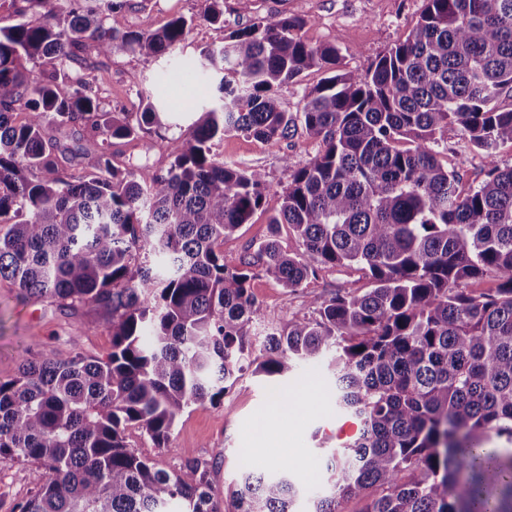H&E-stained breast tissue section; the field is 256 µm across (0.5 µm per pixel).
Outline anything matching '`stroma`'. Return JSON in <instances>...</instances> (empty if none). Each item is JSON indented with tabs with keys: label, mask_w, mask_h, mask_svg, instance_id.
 I'll use <instances>...</instances> for the list:
<instances>
[{
	"label": "stroma",
	"mask_w": 512,
	"mask_h": 512,
	"mask_svg": "<svg viewBox=\"0 0 512 512\" xmlns=\"http://www.w3.org/2000/svg\"><path fill=\"white\" fill-rule=\"evenodd\" d=\"M130 4L126 21L132 28L156 30L176 16L191 20L192 27L179 47L156 59L148 61L129 52H117L107 59L104 68L95 73L94 90L109 112L132 111L139 93L169 87L176 74L199 69L201 50L222 44L225 32L245 26L250 18L282 11L306 19L301 32L306 42L336 43L342 50V71H365L379 54L405 39L424 0H252L247 12L240 9L238 0H224V24L220 27L203 20L204 0H130ZM158 106L163 124L157 134L143 140L114 142L112 163L116 168L169 165L173 139L190 131L196 115L185 99L165 95ZM445 139L446 160L449 167L461 173L462 189L483 180L488 160L503 167L512 165L511 145L499 146L489 157L466 147L456 129H449ZM320 150V141L301 128L275 144L238 133L226 135L212 146L218 159L261 169L270 181L283 185L291 170L306 165ZM279 206L278 197H269L263 211L225 238L221 249L229 265L238 264L248 248L269 236L268 220ZM355 285L354 274L343 269L326 270L319 279L295 291L256 275L251 291L262 303L264 315L250 325L253 344L261 345L270 327L311 316V298ZM111 350L112 338L91 308L85 306L69 313L46 303L25 301L9 281H0V380L14 377L25 358L65 360L78 352L101 358ZM280 386L303 397L298 416L292 418L287 409H276L269 382L247 373L221 402L183 412L167 450L155 448L147 434L134 426L127 430V442L144 458L162 459L169 470L178 468L185 450L219 461L212 487L227 510L232 506L229 484L247 458L262 467L270 459L289 457L295 464V478L305 492L317 491L327 480L323 464L336 450V430L347 420L336 408L332 373L323 362L303 364L283 377ZM261 418L268 429L266 434L257 435L253 424ZM45 480L46 474L38 465L0 459V512H10L14 502L29 497Z\"/></svg>",
	"instance_id": "obj_1"
}]
</instances>
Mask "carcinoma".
Instances as JSON below:
<instances>
[{
    "instance_id": "obj_1",
    "label": "carcinoma",
    "mask_w": 512,
    "mask_h": 512,
    "mask_svg": "<svg viewBox=\"0 0 512 512\" xmlns=\"http://www.w3.org/2000/svg\"><path fill=\"white\" fill-rule=\"evenodd\" d=\"M18 2L23 21L0 28V279L24 300L99 311L112 351L24 358L0 380V458L46 471L11 512H222L217 462L185 454L167 470L129 448L127 428L166 449L177 418L220 402L244 371L272 381L325 359L358 430L327 459L311 512L350 500L360 512H512V450L487 448L512 444V166L493 158L512 144V108L499 105L512 93V0H426L405 40L362 73L332 70L298 112L279 91L337 65L340 49L304 41L297 16L257 17L200 52L221 97L169 167L124 171L112 140L161 127L155 96L111 114L89 77L114 52L175 48L188 20L133 30L128 0ZM205 2L203 19L224 26V0ZM39 8L44 21L28 19ZM300 125L322 150L286 186L211 150L230 133L276 143ZM51 126L82 128L75 154L91 170L62 175ZM450 127L489 158L466 192L442 160ZM272 195L270 237L228 265L224 237ZM283 224L294 251L278 244ZM330 268L370 287L313 299L314 316L271 330L253 356L254 271L296 290ZM486 277L496 288L469 289ZM293 468L242 469L234 512H295Z\"/></svg>"
}]
</instances>
